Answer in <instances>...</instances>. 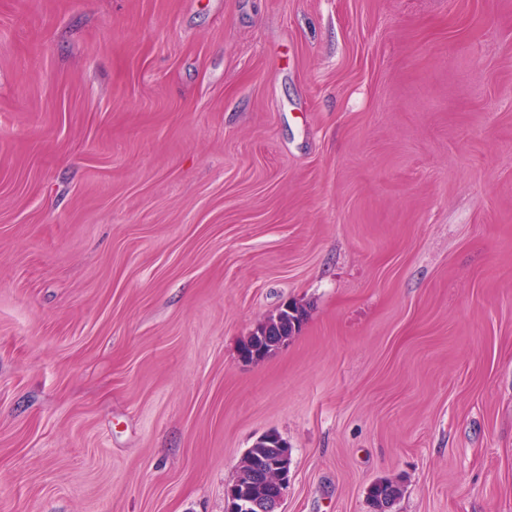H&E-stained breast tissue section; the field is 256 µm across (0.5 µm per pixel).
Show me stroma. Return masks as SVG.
Here are the masks:
<instances>
[{"mask_svg": "<svg viewBox=\"0 0 512 512\" xmlns=\"http://www.w3.org/2000/svg\"><path fill=\"white\" fill-rule=\"evenodd\" d=\"M268 432L283 512H512V0H0V512ZM292 318L296 321V328V325L298 326L299 319L285 310L279 311L278 315H275L273 318L266 322V326L261 333H257L256 331L254 335L249 337V339L243 345L241 352L243 353L244 351H249V348L257 344L263 345L265 348H270L275 343L277 337L281 336L279 343L272 347L271 350L267 349L256 352V350L253 349L251 355L248 353L242 354V359L244 361H251L253 359H257L270 353L276 352L285 344H287L288 340L291 338L289 336H291L294 332ZM372 499L376 507L382 512L394 505L400 495V488L390 480L376 483L371 490Z\"/></svg>", "mask_w": 512, "mask_h": 512, "instance_id": "35a3bbf8", "label": "stroma"}]
</instances>
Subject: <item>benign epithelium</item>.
Wrapping results in <instances>:
<instances>
[{"label": "benign epithelium", "instance_id": "7a95c632", "mask_svg": "<svg viewBox=\"0 0 512 512\" xmlns=\"http://www.w3.org/2000/svg\"><path fill=\"white\" fill-rule=\"evenodd\" d=\"M256 444L278 448L276 457L271 461L256 455L248 458L245 466L239 470L238 484L228 493L227 512H282L281 505L290 481V458L288 452L282 451L286 444L276 433L260 436ZM272 472L275 473L273 478L270 477ZM270 478L276 483L271 492L257 497L245 493V488Z\"/></svg>", "mask_w": 512, "mask_h": 512}]
</instances>
